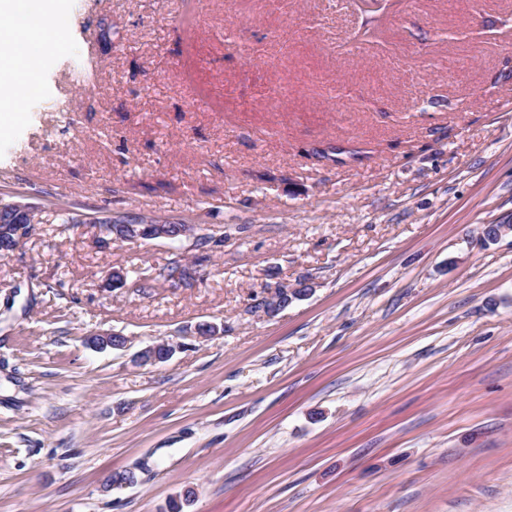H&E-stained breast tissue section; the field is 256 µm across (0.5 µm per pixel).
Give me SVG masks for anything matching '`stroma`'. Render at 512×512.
Returning <instances> with one entry per match:
<instances>
[{"instance_id":"1","label":"stroma","mask_w":512,"mask_h":512,"mask_svg":"<svg viewBox=\"0 0 512 512\" xmlns=\"http://www.w3.org/2000/svg\"><path fill=\"white\" fill-rule=\"evenodd\" d=\"M67 15L0 134L36 209L0 256V512H512V232L481 234L512 225V0ZM117 229L121 230L118 235L120 238H140V239H162L175 241L179 237L190 238L203 245L206 235H195L193 224H156L137 222L134 224H117Z\"/></svg>"}]
</instances>
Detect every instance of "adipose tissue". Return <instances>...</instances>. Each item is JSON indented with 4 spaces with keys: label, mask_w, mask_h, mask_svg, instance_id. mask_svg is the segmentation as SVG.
I'll list each match as a JSON object with an SVG mask.
<instances>
[{
    "label": "adipose tissue",
    "mask_w": 512,
    "mask_h": 512,
    "mask_svg": "<svg viewBox=\"0 0 512 512\" xmlns=\"http://www.w3.org/2000/svg\"><path fill=\"white\" fill-rule=\"evenodd\" d=\"M39 14L61 19L66 15L65 0H0V16L12 17L0 25V44L8 45V54H0V130L15 125L22 117V99L40 90L35 63L42 56L61 50L57 31L33 27L30 18Z\"/></svg>",
    "instance_id": "adipose-tissue-1"
}]
</instances>
